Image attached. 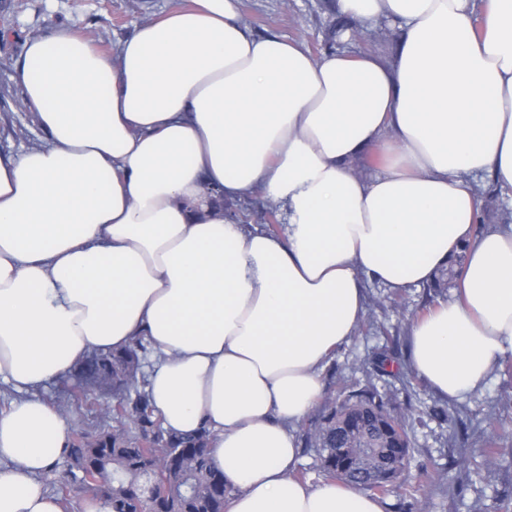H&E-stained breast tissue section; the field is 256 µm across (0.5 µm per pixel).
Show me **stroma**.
I'll return each mask as SVG.
<instances>
[{"instance_id":"35a3bbf8","label":"stroma","mask_w":512,"mask_h":512,"mask_svg":"<svg viewBox=\"0 0 512 512\" xmlns=\"http://www.w3.org/2000/svg\"><path fill=\"white\" fill-rule=\"evenodd\" d=\"M183 0H0V152L17 153L43 144L45 136L33 106L26 104L17 70L27 38L69 28L85 34L106 33L103 51L114 52L135 22L160 15ZM242 19L258 37H277L301 44L313 57L326 50L359 54L374 51L392 57L398 27L381 22L370 27L369 41L339 34L345 20L336 0H240ZM456 279L440 290L428 286L394 292L366 282L365 314L350 341L325 362L322 379L327 399L366 382L388 390L406 415L413 443L405 473L416 486L415 498L385 496L386 512H503L512 503V368L497 365L486 385L460 399L437 396L409 364L408 329L412 318L453 298ZM388 363L378 366V355ZM449 411L448 421L433 412ZM495 438L497 465L486 464V440ZM465 456L468 478H460L453 458Z\"/></svg>"}]
</instances>
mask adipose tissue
<instances>
[{
	"label": "adipose tissue",
	"mask_w": 512,
	"mask_h": 512,
	"mask_svg": "<svg viewBox=\"0 0 512 512\" xmlns=\"http://www.w3.org/2000/svg\"><path fill=\"white\" fill-rule=\"evenodd\" d=\"M337 8L398 25L394 58L255 38L239 0L140 20L113 55L69 29L25 41L46 142L0 155V377L22 392L0 410V512H62L39 477L72 426L41 390L139 336L164 427L211 432L226 512H385L293 477L365 281L400 291L461 264L456 299L409 326L439 397L512 358V224L473 230L478 178L512 188V0ZM254 197L282 233L223 207Z\"/></svg>",
	"instance_id": "adipose-tissue-1"
}]
</instances>
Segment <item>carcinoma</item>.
I'll list each match as a JSON object with an SVG mask.
<instances>
[{"mask_svg": "<svg viewBox=\"0 0 512 512\" xmlns=\"http://www.w3.org/2000/svg\"><path fill=\"white\" fill-rule=\"evenodd\" d=\"M148 353L140 336L109 354H90L74 373L84 383L67 389L77 404H94L96 392L112 393L115 425L84 432L63 452V461L48 471L63 512L73 499L101 501L110 512H224L232 489L211 456V433L204 425L185 434L167 431L154 413L143 371ZM306 445L315 449L323 476L375 495L395 490L407 497L417 489L404 483L411 458L405 417L390 405L387 393L374 386L353 390L336 402L322 401ZM380 448L389 460L384 475L371 483L356 474L350 455L340 448Z\"/></svg>", "mask_w": 512, "mask_h": 512, "instance_id": "cac0c4a2", "label": "carcinoma"}]
</instances>
